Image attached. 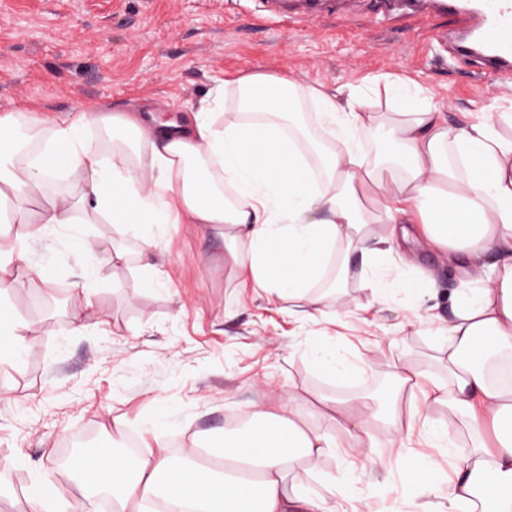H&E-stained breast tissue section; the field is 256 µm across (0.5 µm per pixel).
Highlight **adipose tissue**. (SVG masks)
<instances>
[{
  "instance_id": "ef3b65f1",
  "label": "adipose tissue",
  "mask_w": 512,
  "mask_h": 512,
  "mask_svg": "<svg viewBox=\"0 0 512 512\" xmlns=\"http://www.w3.org/2000/svg\"><path fill=\"white\" fill-rule=\"evenodd\" d=\"M384 81L382 112L364 110L355 91L343 101L253 73L217 82L180 124L149 127L134 114L85 109L68 125L30 128L21 141L19 113L1 115L0 293L11 285L18 243L78 222L111 224V243L81 245L102 268L122 257L138 230L142 285L158 287L164 266L152 227L185 218L222 236L225 260L254 290L314 318L331 306L316 285L339 244L358 250L360 265L342 263L338 282L362 280L375 301L393 287L417 296L433 289L429 279L380 274L393 237L372 226L408 216L426 246L472 260L470 285L452 297L443 327L448 380L433 383L412 412L440 404L465 416L472 445L444 489L455 512H512V386L487 368L493 355L512 354V136L497 128L512 114L451 126L406 79L388 74ZM229 95L237 105L216 125L213 115ZM302 98L337 141L317 150L315 169L286 124ZM91 126L118 138L120 148L107 154L88 141ZM369 128L392 152L365 151L358 135ZM144 143L142 167L130 151ZM62 176L72 190L48 196V185ZM452 213L458 223H449ZM244 416L243 426L193 443L177 462L155 458L149 448L132 460L104 445L77 455L67 472L85 493L107 492L112 512H148L159 500L167 512H331L312 487L348 479L346 469H319L336 446L333 429L347 433L346 454L356 457L373 447L369 428L382 414L364 397L292 395L276 409L250 403Z\"/></svg>"
}]
</instances>
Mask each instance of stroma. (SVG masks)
Returning <instances> with one entry per match:
<instances>
[{
  "label": "stroma",
  "instance_id": "1",
  "mask_svg": "<svg viewBox=\"0 0 512 512\" xmlns=\"http://www.w3.org/2000/svg\"><path fill=\"white\" fill-rule=\"evenodd\" d=\"M423 26L376 19L371 0H344L335 14L302 22L273 20L266 0H0V114L26 109L30 120L61 124L102 106L150 125L183 120L224 79L264 73L345 90L390 72L411 79L449 122L512 113V82L472 85L479 63L430 47ZM406 230L388 274L433 279L437 299L396 289L378 304L352 280L333 295L337 316L317 320L255 292L225 265L223 238L196 224L158 228L170 282L153 290L141 285L137 237L103 273L72 237L30 242L7 293L26 331L16 362L0 360V458L16 460L0 479V512H33L27 491L37 479L54 482L78 512H104L57 464L69 436L92 430L95 444L109 445L133 434L170 458L253 401L275 408L292 393L388 392L399 362L447 380L438 327L467 281L466 258L425 247L416 225ZM79 287L95 320L85 329L70 296ZM320 347L359 374L327 379L313 361ZM422 395L408 388L397 402L395 425L410 432L403 447H390L387 426L376 424V446L356 460L349 487L315 486L335 512H446V499L413 493L414 471L430 462L445 478L454 463L414 425Z\"/></svg>",
  "mask_w": 512,
  "mask_h": 512
}]
</instances>
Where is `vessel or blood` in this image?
Returning a JSON list of instances; mask_svg holds the SVG:
<instances>
[{"label": "vessel or blood", "instance_id": "1", "mask_svg": "<svg viewBox=\"0 0 512 512\" xmlns=\"http://www.w3.org/2000/svg\"><path fill=\"white\" fill-rule=\"evenodd\" d=\"M336 0H300L297 8L281 11L284 19L328 15ZM435 10L454 15L468 39L455 47L457 58L479 56L483 77L512 74V0H435Z\"/></svg>", "mask_w": 512, "mask_h": 512}]
</instances>
